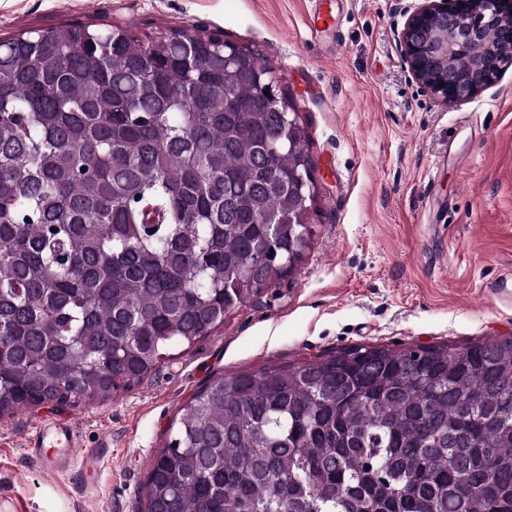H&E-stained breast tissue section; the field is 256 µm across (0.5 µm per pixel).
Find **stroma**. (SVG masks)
I'll use <instances>...</instances> for the list:
<instances>
[{
	"mask_svg": "<svg viewBox=\"0 0 512 512\" xmlns=\"http://www.w3.org/2000/svg\"><path fill=\"white\" fill-rule=\"evenodd\" d=\"M412 2L338 0L334 30L317 39L313 0H0V40L98 24L252 46L308 135L317 188L302 259L210 336L171 348L110 399L0 416V512H141L171 424L218 377L356 345L512 338V304L498 294L512 268V67L442 104L402 60L400 9ZM46 420L76 435L54 476L25 445Z\"/></svg>",
	"mask_w": 512,
	"mask_h": 512,
	"instance_id": "obj_1",
	"label": "stroma"
}]
</instances>
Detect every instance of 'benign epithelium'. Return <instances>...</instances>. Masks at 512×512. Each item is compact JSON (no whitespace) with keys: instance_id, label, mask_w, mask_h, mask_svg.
I'll list each match as a JSON object with an SVG mask.
<instances>
[{"instance_id":"1","label":"benign epithelium","mask_w":512,"mask_h":512,"mask_svg":"<svg viewBox=\"0 0 512 512\" xmlns=\"http://www.w3.org/2000/svg\"><path fill=\"white\" fill-rule=\"evenodd\" d=\"M404 16L399 33L404 61L444 104L469 100L512 65V0H418ZM493 31L503 32V38L489 46L492 61L477 54L467 70H456V55L486 43Z\"/></svg>"}]
</instances>
